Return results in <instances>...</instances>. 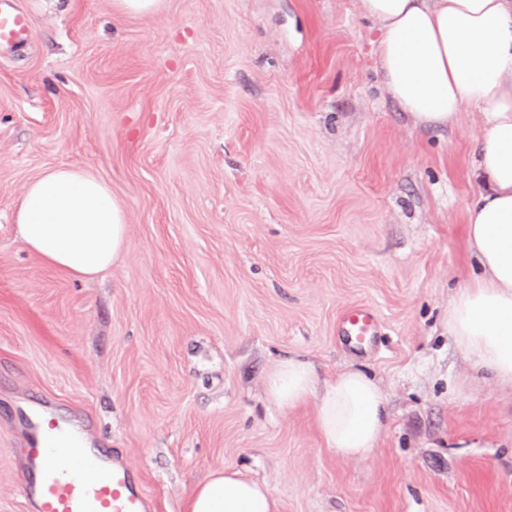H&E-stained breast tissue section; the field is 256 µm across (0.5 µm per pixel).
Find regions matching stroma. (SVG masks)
<instances>
[{"label": "stroma", "mask_w": 512, "mask_h": 512, "mask_svg": "<svg viewBox=\"0 0 512 512\" xmlns=\"http://www.w3.org/2000/svg\"><path fill=\"white\" fill-rule=\"evenodd\" d=\"M28 45L0 55V512L22 496L24 414L47 408L130 467L150 512H185L233 469L282 512H512V383L448 334L477 275L465 211L484 133L468 107L416 126L377 69L359 0H16ZM109 184L128 217L80 279L27 250L14 213L43 170ZM371 307L377 343L343 313ZM355 367L387 409L344 458L317 397L267 398L277 362ZM120 12L128 15H145L158 12L164 0H116Z\"/></svg>", "instance_id": "35a3bbf8"}]
</instances>
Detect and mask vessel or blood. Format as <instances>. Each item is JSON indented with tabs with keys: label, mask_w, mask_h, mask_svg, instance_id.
Returning a JSON list of instances; mask_svg holds the SVG:
<instances>
[{
	"label": "vessel or blood",
	"mask_w": 512,
	"mask_h": 512,
	"mask_svg": "<svg viewBox=\"0 0 512 512\" xmlns=\"http://www.w3.org/2000/svg\"><path fill=\"white\" fill-rule=\"evenodd\" d=\"M30 17L14 0H0V49L27 43ZM346 333L358 344H366L375 332L373 309L360 307L345 319ZM27 464L35 481L25 487L37 512H147V496L121 461L105 465L82 448L71 425L61 421L31 420L25 448ZM55 456L67 459L66 466L52 464Z\"/></svg>",
	"instance_id": "vessel-or-blood-1"
}]
</instances>
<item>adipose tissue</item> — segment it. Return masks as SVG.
<instances>
[{
	"instance_id": "1",
	"label": "adipose tissue",
	"mask_w": 512,
	"mask_h": 512,
	"mask_svg": "<svg viewBox=\"0 0 512 512\" xmlns=\"http://www.w3.org/2000/svg\"><path fill=\"white\" fill-rule=\"evenodd\" d=\"M377 23L376 59L386 88L416 125L448 127L481 112L475 168L484 185L467 208L466 241L482 273L448 304V333L481 368L512 382V0H359ZM25 247L78 278L106 269L127 245L124 205L102 179L53 167L31 180L15 211ZM318 398L326 448L363 457L387 414L377 382L358 369L322 380L301 357L279 360L267 397L288 411ZM185 512H281L269 490L239 472L212 473Z\"/></svg>"
}]
</instances>
